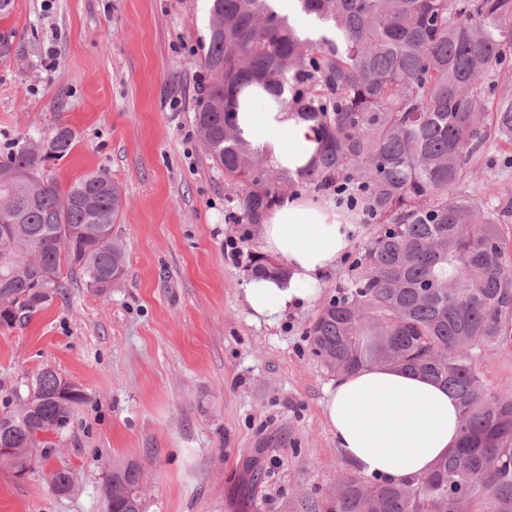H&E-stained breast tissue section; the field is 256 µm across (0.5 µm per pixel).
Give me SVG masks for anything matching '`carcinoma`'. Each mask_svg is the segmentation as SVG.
Masks as SVG:
<instances>
[{"label":"carcinoma","mask_w":512,"mask_h":512,"mask_svg":"<svg viewBox=\"0 0 512 512\" xmlns=\"http://www.w3.org/2000/svg\"><path fill=\"white\" fill-rule=\"evenodd\" d=\"M199 45L208 81L197 103L199 139L224 170L247 224L296 184L357 192L376 229L353 274L307 330L332 373L371 365L424 376L448 389L461 417L457 447L427 475L399 485L339 477L311 512H512V395L487 394L476 358L512 337V261L502 235L512 200L460 191L483 151L487 120L512 148V92L498 91L512 52V0H297L320 30L303 37L274 0H208ZM322 131L319 153L296 173L277 170L236 132L235 96L249 83ZM55 127L0 160V324L49 305L78 276L106 295L126 273L114 234L121 190L105 172L63 189L43 165L73 148ZM253 275L284 274L256 252ZM33 394L0 413V458L14 473L52 454L42 434L64 428L84 391L40 372ZM141 470L116 466L108 512H143Z\"/></svg>","instance_id":"carcinoma-1"}]
</instances>
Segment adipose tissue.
Here are the masks:
<instances>
[{
    "mask_svg": "<svg viewBox=\"0 0 512 512\" xmlns=\"http://www.w3.org/2000/svg\"><path fill=\"white\" fill-rule=\"evenodd\" d=\"M233 119L241 138L278 169L305 167L322 142L314 123L256 86L238 94ZM345 224L335 204L303 196L287 197L269 210L264 249L288 275L244 279L251 320L277 322L314 297L320 277L335 269L349 245ZM325 417L344 460L392 483L427 474L460 435L457 400L433 381L392 367L337 378L328 388Z\"/></svg>",
    "mask_w": 512,
    "mask_h": 512,
    "instance_id": "adipose-tissue-1",
    "label": "adipose tissue"
}]
</instances>
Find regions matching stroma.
<instances>
[{"mask_svg": "<svg viewBox=\"0 0 512 512\" xmlns=\"http://www.w3.org/2000/svg\"><path fill=\"white\" fill-rule=\"evenodd\" d=\"M206 0H14L0 16V158L65 125L61 186L108 172L123 192L115 231L127 272L105 296L83 281L0 326V408L56 370L84 391L54 454L0 468V512H105L113 465L137 463L145 512H305L352 467L324 414L334 376L306 330L352 273L371 227L347 210L350 246L314 297L270 325L241 284L262 232L241 221L196 132ZM472 195L512 197V159L489 137ZM238 243L237 258L227 256ZM488 394L512 392V339L485 348ZM71 473L68 494L51 475Z\"/></svg>", "mask_w": 512, "mask_h": 512, "instance_id": "obj_1", "label": "stroma"}]
</instances>
